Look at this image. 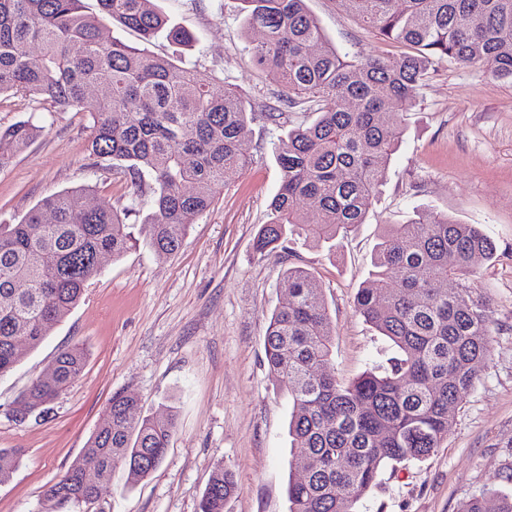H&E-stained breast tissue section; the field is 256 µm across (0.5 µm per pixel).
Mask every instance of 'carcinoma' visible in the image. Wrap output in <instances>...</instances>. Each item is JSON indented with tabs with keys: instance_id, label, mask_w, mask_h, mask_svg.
<instances>
[{
	"instance_id": "cac0c4a2",
	"label": "carcinoma",
	"mask_w": 512,
	"mask_h": 512,
	"mask_svg": "<svg viewBox=\"0 0 512 512\" xmlns=\"http://www.w3.org/2000/svg\"><path fill=\"white\" fill-rule=\"evenodd\" d=\"M351 12L381 39L406 46L394 58L352 59L325 38L305 0H241L243 28H259L252 59L280 88L279 101L316 118L288 126L274 108L265 119L288 127L274 144L281 173L255 253L288 250L295 233L319 244L364 223L387 180L402 136L403 113L436 65H480L512 80V0H348ZM0 0V95H22L91 119L90 155L112 161L129 203L86 208L85 190L50 194L16 224L0 225V376L19 361L14 342L38 347L77 305L99 274L96 255L118 256L145 243L159 257L181 247L189 227L213 205L230 171L247 169L239 139L252 113L233 86L220 89L193 67L147 48L100 38L102 19L191 47L197 38L158 11L153 0ZM89 85L99 98L85 97ZM41 127L22 122L0 130V167L26 148ZM195 185L192 194L185 187ZM153 212L138 222L139 200ZM312 200L317 217L300 207ZM496 246L478 224L418 209L405 224H388L373 270L355 296L356 312L395 349L389 368L343 381L325 373L332 358L322 288L300 266L279 286L288 304L275 310L265 334V359L288 395L290 467L308 472L289 481V512H354L382 468L430 456L452 427L450 409L474 389L493 342L487 300L477 293L476 263ZM453 280L452 293L441 290ZM85 350H60L55 375L35 379L15 400L21 422L82 373ZM176 425L173 410L153 417L129 395L112 396L103 424L42 500L54 512H81L94 502L121 458L127 481L149 476L164 458ZM238 490L234 474L216 468L199 512H224ZM459 512H512V494L495 487L462 503Z\"/></svg>"
}]
</instances>
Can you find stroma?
<instances>
[{"label": "stroma", "instance_id": "stroma-1", "mask_svg": "<svg viewBox=\"0 0 512 512\" xmlns=\"http://www.w3.org/2000/svg\"><path fill=\"white\" fill-rule=\"evenodd\" d=\"M174 22L194 32L184 54L165 39L151 54L182 58L217 84L237 87L253 112L277 106V83L258 68L239 0H156ZM328 41L352 56H401L350 12L345 0H307ZM44 131L0 167V224L17 223L49 194L86 189L90 206L122 208L127 190L108 163L89 155L90 120L53 112L19 95L0 96V128L20 121ZM404 136L387 181L364 224L335 245L292 237L287 252L258 256L253 241L268 220L280 184L273 154L279 130L249 122L241 148L252 160L226 176L212 207L181 248L161 258L141 245L105 256L82 300L34 350L0 377V449L24 451L0 484V512H36L43 490L79 456L103 422L114 393L135 396L145 414L177 410L160 465L131 485L123 462L88 512H198L216 467L231 470L239 490L224 512H289L291 406L268 370L264 337L271 312L288 301L278 283L291 265L319 280L331 321L338 378L386 366L390 342L355 311L354 297L372 269L385 225L403 224L417 208L481 225L496 245L478 266L490 300L494 342L475 389L454 412L453 426L429 457L384 469L357 512H457L483 488L512 492V81L475 66L440 64L404 115ZM87 352L82 375L45 412L15 421L13 403L64 347Z\"/></svg>", "mask_w": 512, "mask_h": 512}]
</instances>
